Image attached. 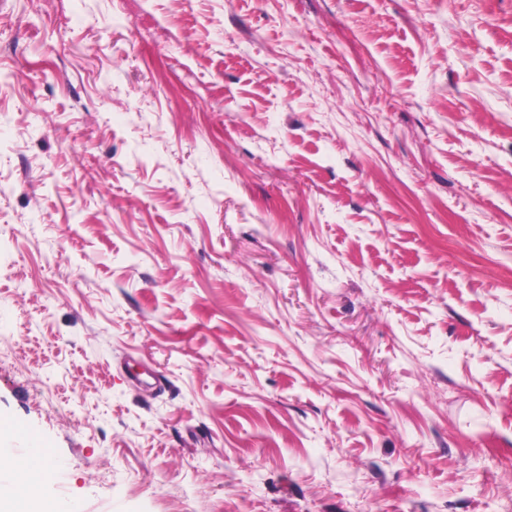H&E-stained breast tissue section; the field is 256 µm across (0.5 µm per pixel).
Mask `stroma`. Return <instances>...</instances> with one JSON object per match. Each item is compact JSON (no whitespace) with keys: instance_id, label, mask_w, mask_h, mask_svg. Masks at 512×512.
<instances>
[{"instance_id":"35a3bbf8","label":"stroma","mask_w":512,"mask_h":512,"mask_svg":"<svg viewBox=\"0 0 512 512\" xmlns=\"http://www.w3.org/2000/svg\"><path fill=\"white\" fill-rule=\"evenodd\" d=\"M27 433L61 512H512V0H0Z\"/></svg>"}]
</instances>
